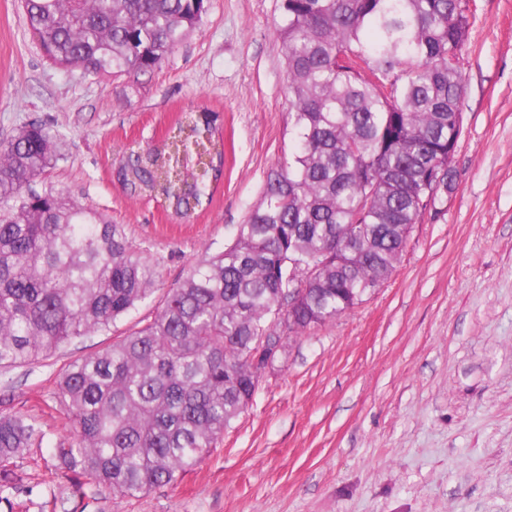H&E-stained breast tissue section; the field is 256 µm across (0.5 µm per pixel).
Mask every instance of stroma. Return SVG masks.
Segmentation results:
<instances>
[{
    "label": "stroma",
    "mask_w": 512,
    "mask_h": 512,
    "mask_svg": "<svg viewBox=\"0 0 512 512\" xmlns=\"http://www.w3.org/2000/svg\"><path fill=\"white\" fill-rule=\"evenodd\" d=\"M205 7L154 70L97 76L52 63L22 0H0V140L33 120L59 134L50 182L125 225L161 259L168 288L233 241L293 147L281 0ZM468 16L453 181L389 281L291 336L217 448L144 494L116 497L63 467L71 423L55 391L64 366L152 317L161 293L109 333L0 371V406L42 434L15 463L0 512H512V0H468ZM189 109L219 113L224 178L185 223L125 195L112 169Z\"/></svg>",
    "instance_id": "35a3bbf8"
}]
</instances>
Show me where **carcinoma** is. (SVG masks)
Here are the masks:
<instances>
[{
  "label": "carcinoma",
  "instance_id": "obj_1",
  "mask_svg": "<svg viewBox=\"0 0 512 512\" xmlns=\"http://www.w3.org/2000/svg\"><path fill=\"white\" fill-rule=\"evenodd\" d=\"M295 146L231 244L166 291L160 309L68 364L56 398L72 425L65 468L115 496L173 484L247 409L261 344L283 343L353 310L396 271L412 229L448 193L463 132L458 0H281ZM29 29L61 67L95 75L154 69L194 30L204 0H24ZM218 116L184 112L172 132L209 136L210 162L176 198L189 220L224 174ZM179 151H131L115 178L131 197L162 188ZM62 159L32 121L0 141V368L107 332L163 288L160 262L122 224L32 183ZM442 186L432 188L437 170ZM300 305L288 308L309 267ZM0 409V493L36 440Z\"/></svg>",
  "mask_w": 512,
  "mask_h": 512
}]
</instances>
